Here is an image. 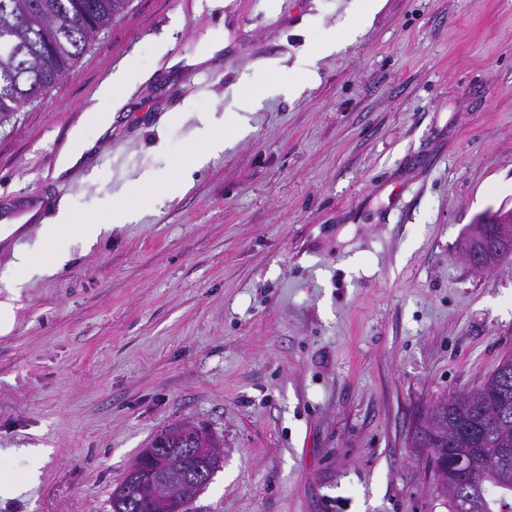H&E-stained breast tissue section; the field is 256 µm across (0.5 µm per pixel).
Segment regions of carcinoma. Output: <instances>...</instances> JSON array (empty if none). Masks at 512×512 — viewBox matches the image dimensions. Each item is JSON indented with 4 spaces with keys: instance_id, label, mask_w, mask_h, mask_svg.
<instances>
[{
    "instance_id": "carcinoma-1",
    "label": "carcinoma",
    "mask_w": 512,
    "mask_h": 512,
    "mask_svg": "<svg viewBox=\"0 0 512 512\" xmlns=\"http://www.w3.org/2000/svg\"><path fill=\"white\" fill-rule=\"evenodd\" d=\"M130 0H0V116L6 117L54 88L75 66L91 42L124 12ZM502 225L480 224L468 246L493 250ZM448 413L440 447L470 458L475 484L467 512H512V354L476 389L435 401ZM193 443L204 449L179 459ZM216 440L189 424L156 433L112 492V512L151 508L158 479L177 477L179 493L166 512H187L203 489L195 476L213 475L219 466Z\"/></svg>"
}]
</instances>
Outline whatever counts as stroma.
<instances>
[{
  "mask_svg": "<svg viewBox=\"0 0 512 512\" xmlns=\"http://www.w3.org/2000/svg\"><path fill=\"white\" fill-rule=\"evenodd\" d=\"M367 3L132 0L0 122V218L51 196L110 222L136 203L114 195L126 175L154 187L142 219L86 248L35 221L0 238V275L17 247L34 257L0 335V472L25 480L28 449L49 451L0 512H111L174 423L219 443L188 512H448L412 441L436 398L512 354V255L478 270L462 251L470 225L512 212V0H387L344 41ZM305 49L314 66L292 72ZM130 62L145 79L111 134L54 177ZM241 96L259 102L251 132L195 165L176 114L220 119ZM179 175L187 190L165 193Z\"/></svg>",
  "mask_w": 512,
  "mask_h": 512,
  "instance_id": "35a3bbf8",
  "label": "stroma"
}]
</instances>
